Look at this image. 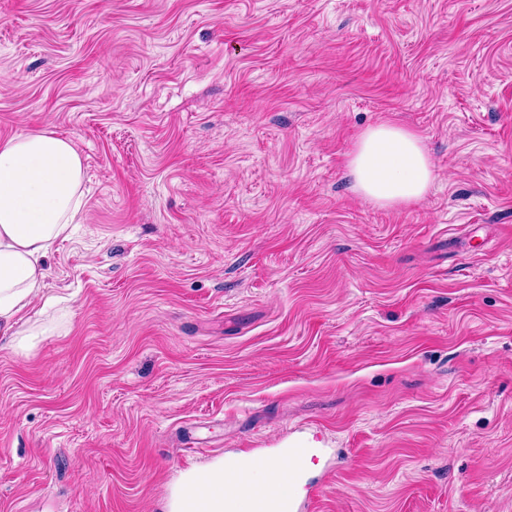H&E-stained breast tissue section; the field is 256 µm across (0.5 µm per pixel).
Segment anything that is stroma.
Returning <instances> with one entry per match:
<instances>
[{"mask_svg": "<svg viewBox=\"0 0 512 512\" xmlns=\"http://www.w3.org/2000/svg\"><path fill=\"white\" fill-rule=\"evenodd\" d=\"M381 123L417 204L350 188ZM45 128L85 206L0 335V512L297 437L315 512H512V0H0V140ZM346 167L355 193L388 207L425 199L435 179L433 161L421 138L397 125L363 131Z\"/></svg>", "mask_w": 512, "mask_h": 512, "instance_id": "obj_1", "label": "stroma"}]
</instances>
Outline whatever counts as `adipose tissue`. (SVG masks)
Returning <instances> with one entry per match:
<instances>
[{
  "mask_svg": "<svg viewBox=\"0 0 512 512\" xmlns=\"http://www.w3.org/2000/svg\"><path fill=\"white\" fill-rule=\"evenodd\" d=\"M352 189L388 207L425 199L433 161L412 130L382 124L363 131L346 164ZM83 160L70 139L45 129L0 141V334L43 297L44 260L69 236L84 207ZM224 468L186 473L168 512H224Z\"/></svg>",
  "mask_w": 512,
  "mask_h": 512,
  "instance_id": "adipose-tissue-1",
  "label": "adipose tissue"
}]
</instances>
